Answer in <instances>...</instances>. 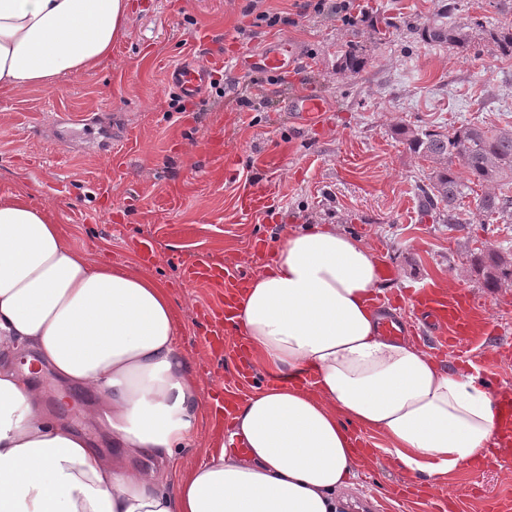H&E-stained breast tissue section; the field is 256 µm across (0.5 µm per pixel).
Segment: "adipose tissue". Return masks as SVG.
Here are the masks:
<instances>
[{"label":"adipose tissue","instance_id":"ef3b65f1","mask_svg":"<svg viewBox=\"0 0 512 512\" xmlns=\"http://www.w3.org/2000/svg\"><path fill=\"white\" fill-rule=\"evenodd\" d=\"M129 21L127 0H0V92L47 88L98 68ZM237 305V330L272 377L240 406L245 454H210L184 479L133 462L172 459L196 435L200 392L164 282L89 263L26 192H0V345L33 352L93 393L123 460L50 418L29 371L0 366V512H343L354 476L349 425L386 437L412 472L479 460L494 400L382 336L368 303L370 250L330 224L287 233ZM315 371L314 389L300 374Z\"/></svg>","mask_w":512,"mask_h":512}]
</instances>
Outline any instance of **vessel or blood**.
Returning a JSON list of instances; mask_svg holds the SVG:
<instances>
[{"label":"vessel or blood","mask_w":512,"mask_h":512,"mask_svg":"<svg viewBox=\"0 0 512 512\" xmlns=\"http://www.w3.org/2000/svg\"><path fill=\"white\" fill-rule=\"evenodd\" d=\"M300 48L286 39L270 41L260 53L235 58L239 70L262 69L268 73L288 74L298 68ZM215 60L205 57L196 63H184L170 73V80L183 98L196 99L213 78ZM286 111L302 125L318 124L325 120L330 105L319 94L289 97ZM239 210L244 217L266 212L276 206L275 195L267 189H247L238 197ZM186 280L199 283H217L224 290V301L211 309L200 324L199 334L218 357L231 359L238 379L235 386L225 388L219 400L217 413L223 414L225 424L242 404L243 388L253 377L252 354L248 343L235 329V297L247 281L244 272L225 266L222 262L202 259L184 268ZM371 305L379 312L378 328L382 335L393 339L416 334L435 349L439 358H450L458 364H467L474 353L490 341H497L500 358L512 357L511 330L494 319L487 304L472 291L453 280L430 277L421 281L410 297L413 319L406 322L392 311L390 299L372 296ZM495 414L499 426L498 444L493 454L497 463L512 461V389L497 392Z\"/></svg>","instance_id":"vessel-or-blood-1"}]
</instances>
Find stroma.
Returning a JSON list of instances; mask_svg holds the SVG:
<instances>
[{
	"mask_svg": "<svg viewBox=\"0 0 512 512\" xmlns=\"http://www.w3.org/2000/svg\"><path fill=\"white\" fill-rule=\"evenodd\" d=\"M247 0H128L129 24L112 56L94 72L58 80L53 87L0 95V189L24 187L54 213L68 243L93 263H134L169 287L179 314L180 348L197 383L202 408L197 436L177 454L179 476H188L224 435L213 400L235 381L231 364L215 358L197 334L205 309L224 299L223 289L183 278V266L199 258L223 261L255 275L263 264L252 242L308 224H333L367 245L376 261L392 262L396 289L434 276H452L485 297L492 315L512 322V286L485 287L470 256L511 250L512 224L484 217L474 187L462 204V222L451 226L423 209L420 188L431 164L396 136L401 126L448 132L464 123L512 125V60L498 58L488 43L468 52L423 42L418 31L439 19L448 0H359L355 26L323 15H300L295 0H265L284 22L256 28L242 12ZM449 23L493 29L512 25V14L489 0H458ZM212 40L211 56L228 50L254 52L287 38L302 50V76L283 78L280 94L248 108L239 71L220 69L219 88H206L191 111L170 106L167 74L197 56L200 34ZM364 46L366 65L352 76L336 72L346 46ZM316 91L333 105L328 121L313 128L285 112L282 93ZM112 115L131 125L123 153L105 155L85 120ZM223 140L237 158L238 176L210 179L219 161L210 144ZM282 158L276 174L255 158ZM275 181L280 206L240 221L236 198L247 186ZM177 197V205L163 199ZM150 238L154 257L144 262L137 244ZM36 382L45 407L82 431L110 460L112 433L99 417L93 395L59 405L60 381L41 369ZM373 469L357 468L344 494L350 504L376 501L386 512H411L401 483L429 487L432 498L466 496L469 512H486L492 495H512V462L464 465L436 479L405 470L376 436Z\"/></svg>",
	"mask_w": 512,
	"mask_h": 512,
	"instance_id": "35a3bbf8",
	"label": "stroma"
}]
</instances>
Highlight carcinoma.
Masks as SVG:
<instances>
[{
  "mask_svg": "<svg viewBox=\"0 0 512 512\" xmlns=\"http://www.w3.org/2000/svg\"><path fill=\"white\" fill-rule=\"evenodd\" d=\"M421 37L429 44L461 50L473 41L472 32L444 20L425 26ZM487 40L498 55L512 57V27L488 33ZM363 65L362 51L354 45L340 56L337 71L356 74ZM395 134L409 150L432 163L428 184L421 188L422 202L425 207L444 213L448 224L461 223V201L469 185L512 182V127L466 123L445 134L402 126ZM478 209L487 218L512 223V196L487 192L479 199ZM474 262L487 284L498 286L512 281L511 256L491 252L477 256Z\"/></svg>",
  "mask_w": 512,
  "mask_h": 512,
  "instance_id": "obj_1",
  "label": "carcinoma"
}]
</instances>
